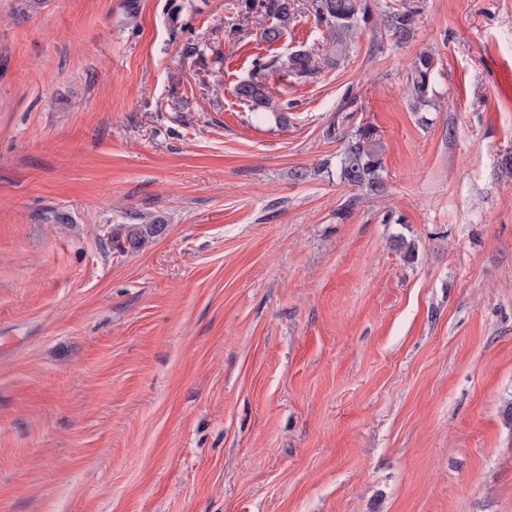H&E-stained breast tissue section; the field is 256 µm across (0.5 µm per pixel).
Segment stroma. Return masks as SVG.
I'll return each mask as SVG.
<instances>
[{"label": "stroma", "mask_w": 512, "mask_h": 512, "mask_svg": "<svg viewBox=\"0 0 512 512\" xmlns=\"http://www.w3.org/2000/svg\"><path fill=\"white\" fill-rule=\"evenodd\" d=\"M310 3L0 0V512H512V0H368L251 111ZM365 123L381 197L319 168ZM242 6L248 14L255 13L277 21L263 31L264 38L268 42H275L281 37L295 11L293 0H244ZM316 14L320 25H324L329 41L322 57L313 53L298 51L288 55L280 68L298 77L317 72L321 65H338L345 58L351 38L361 23L370 18V8L365 0H316ZM417 11L402 8L385 14L384 27L397 44L406 43L415 30ZM436 61L434 55L428 52L420 53L413 60L410 72V88L413 100V109L420 110L422 107H431L434 100L429 97ZM234 91L237 98L246 101L253 111H262L270 104L265 91V83L258 80L256 76L239 83ZM165 224L151 222L150 224H116L112 228V239L120 246L127 244L130 251H137L144 247L151 239L161 235Z\"/></svg>", "instance_id": "1"}]
</instances>
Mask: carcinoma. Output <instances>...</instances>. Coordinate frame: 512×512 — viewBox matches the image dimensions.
Instances as JSON below:
<instances>
[{
	"mask_svg": "<svg viewBox=\"0 0 512 512\" xmlns=\"http://www.w3.org/2000/svg\"><path fill=\"white\" fill-rule=\"evenodd\" d=\"M248 14L271 17L276 23L263 31L268 42L277 41L293 18V0H242ZM318 22L325 26L329 41L325 53L317 58L314 54L298 51L288 55L280 67L289 73L306 77L320 69L322 65L333 66L345 58L351 38L363 23L370 20V8L366 0H316ZM417 12L408 8L392 9L385 14L384 27L394 42H407L415 30ZM272 63L254 60L256 76L239 83L235 87L237 98L247 102L254 111H262L269 106L265 83L257 75L265 73ZM436 61L434 55L423 52L413 60L410 72L412 107L419 110L431 107L434 100L429 97ZM342 149L338 154L339 178L348 187L366 195H380L385 191L384 166L382 162L384 146L369 125H362L350 133L340 135ZM165 225L159 222L150 224H116L112 228V239L119 245H127L130 251L144 247L151 239L161 235Z\"/></svg>",
	"mask_w": 512,
	"mask_h": 512,
	"instance_id": "cac0c4a2",
	"label": "carcinoma"
}]
</instances>
